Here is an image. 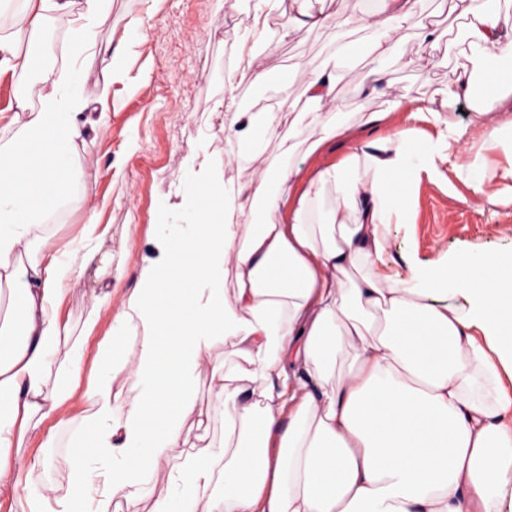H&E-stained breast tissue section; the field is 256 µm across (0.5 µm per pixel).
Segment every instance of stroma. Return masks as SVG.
<instances>
[{
  "mask_svg": "<svg viewBox=\"0 0 512 512\" xmlns=\"http://www.w3.org/2000/svg\"><path fill=\"white\" fill-rule=\"evenodd\" d=\"M258 0H111V20L98 35L99 52L72 53L69 17H55L45 35L42 67L34 80L67 78L76 72L86 87L111 82L107 105H91L83 114L85 134L72 163L68 200L43 226L44 235L67 240L73 225L96 215L99 253L95 264L69 284L60 317L81 331L95 289L111 288L112 306L104 310L86 340L82 372H89L109 334L117 308L139 286L145 257L151 256L161 225L179 229L191 223L183 198L196 181L197 166L189 155L224 163V179L241 185L259 181L282 164L279 139L288 131L285 114L274 129H258L260 141L243 161L225 164L228 121L220 103L234 97L240 107L288 98L308 108L306 64L325 62L341 53L337 85L342 105L329 120L353 122L358 113L382 112L389 90L396 87L416 99L429 98L434 87L461 69L489 66L471 58L458 41L466 20L448 11L446 0H427L444 32L441 42L419 49L416 25L408 23L401 49L388 62L379 92L361 87L370 68L363 52L365 32L337 36L335 22L313 29L290 30L293 0H277L268 11V34L258 65L268 72L265 84H254L237 67L239 43L253 21ZM139 28H132L133 19ZM122 54L123 74L111 79L110 58L103 46ZM442 179L421 176L407 203L409 221L395 225L385 259L399 276L423 266L486 251H512V203L476 205L472 182L453 164ZM85 404L75 398L63 407L67 424L47 419L27 440L24 456L48 458L47 469L34 472L36 483L62 487L70 468L69 443L77 432Z\"/></svg>",
  "mask_w": 512,
  "mask_h": 512,
  "instance_id": "35a3bbf8",
  "label": "stroma"
}]
</instances>
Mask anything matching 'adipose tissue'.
Returning <instances> with one entry per match:
<instances>
[{
  "mask_svg": "<svg viewBox=\"0 0 512 512\" xmlns=\"http://www.w3.org/2000/svg\"><path fill=\"white\" fill-rule=\"evenodd\" d=\"M21 21L0 35V74L14 86L20 129L0 145V505L21 512H140L143 479L165 472L150 512H503L512 491V253L485 252L443 269L400 277L386 267L391 227L406 221V202L421 175L439 179L461 131L456 110L474 103L494 129L458 170L485 192V151L512 135L498 121L512 81L482 83L460 72L428 101L395 96L389 111L438 127L437 138L400 127L343 159L306 170L312 156L348 133L326 121L338 105L336 68L309 73L311 107L280 101L260 112L226 100L231 152L250 145L258 122L294 116L280 140L286 165L252 184L227 188L220 164L202 165L184 205L187 236L156 239L140 286L116 312L99 365L79 375L59 309L68 285L98 256L95 220L74 226L62 243L38 238L64 201L80 112L109 98V86L29 77L30 56L51 15L77 13L78 46L95 43L109 21L107 0H24ZM343 19L373 32L370 84L396 48V34L418 21L422 45L442 38L425 0H375ZM466 19L463 41L476 55L512 68V15L486 0H448ZM312 127L314 140L295 132ZM463 305H436L435 295ZM237 356L210 361L218 346ZM64 361L54 363L59 349ZM210 376L224 435H190L195 386ZM88 409L70 444L64 489L22 484L46 466L18 449L63 404Z\"/></svg>",
  "mask_w": 512,
  "mask_h": 512,
  "instance_id": "obj_1",
  "label": "adipose tissue"
}]
</instances>
